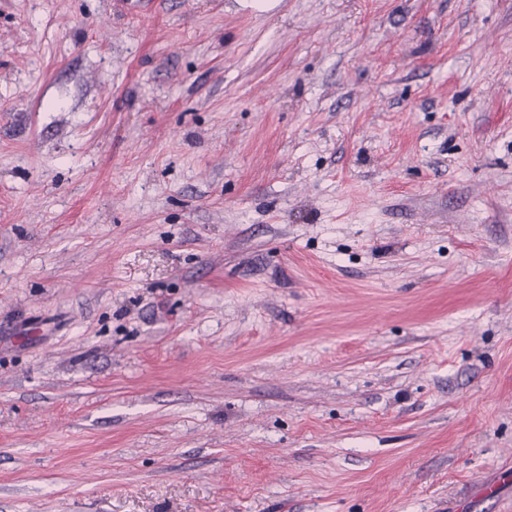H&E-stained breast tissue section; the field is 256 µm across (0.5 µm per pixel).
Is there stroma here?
Returning <instances> with one entry per match:
<instances>
[{
  "instance_id": "stroma-1",
  "label": "stroma",
  "mask_w": 512,
  "mask_h": 512,
  "mask_svg": "<svg viewBox=\"0 0 512 512\" xmlns=\"http://www.w3.org/2000/svg\"><path fill=\"white\" fill-rule=\"evenodd\" d=\"M0 512H512V0H0Z\"/></svg>"
}]
</instances>
